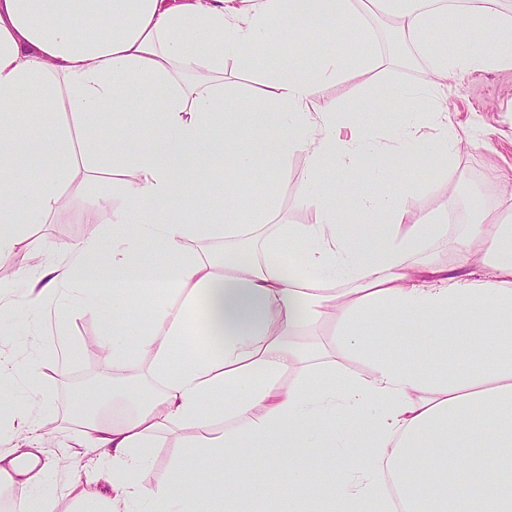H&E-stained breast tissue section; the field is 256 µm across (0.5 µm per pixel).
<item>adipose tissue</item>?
<instances>
[{"label": "adipose tissue", "mask_w": 512, "mask_h": 512, "mask_svg": "<svg viewBox=\"0 0 512 512\" xmlns=\"http://www.w3.org/2000/svg\"><path fill=\"white\" fill-rule=\"evenodd\" d=\"M498 0L470 9L469 34L448 25L447 0H372L388 18L399 46L425 60L428 77L403 89L430 117L434 133L403 122L392 135L399 156L429 151L438 177L457 132L448 123V83L466 70H512V17ZM328 33L359 27L353 0H0V260L27 242L24 229L44 223L60 205L79 165L118 173L112 191L94 198L111 212V249L92 235L72 245L65 267L22 271L28 303L51 311L58 286H78L85 301L108 295L112 321L99 342L111 352L114 386L124 387L129 412L92 413L66 444L61 467L85 463V478L68 495L76 512H196L208 485L190 466L204 461L224 472L225 496L257 493L249 460L268 448H307L298 475L275 488L283 512L297 496L323 491L326 448H355L338 464L332 512H512V226L476 211L457 240L452 266L414 257L442 237L455 217L410 213L401 195H374L366 180L386 157L362 107L320 102L330 82L381 65L370 49L316 52L299 26ZM288 32L285 65L258 51L271 28ZM260 73L257 97L231 93L226 63ZM149 107L142 137L105 132V116ZM71 113L82 135L73 140L58 113ZM251 120L249 147L238 116ZM304 155L308 181L298 192L313 205L312 224L282 225L258 252H234L216 262L189 245L204 237L237 239L269 223L264 207L225 188L221 210L176 219L211 167L224 157L234 172L259 160L286 168ZM38 162L37 187L28 168ZM342 168L361 185L357 195L318 192L313 175ZM364 216L347 223V208ZM302 240L300 268L288 267L287 245ZM492 250L490 274L470 267L477 247ZM138 307H130V293ZM335 317L330 348L306 349L296 339L307 326ZM406 316L422 324L395 355L372 343L379 326ZM466 346L473 364L450 367ZM359 359L366 371L348 368ZM146 363L155 390L140 399L128 388L132 361ZM299 370L291 384L283 377ZM19 384L23 405L11 412L0 439V485L25 500L26 512H51L33 495L45 479L40 453L50 439L38 413L41 389L0 359V379ZM225 394V429L214 440L205 411ZM187 431L177 464L155 486L139 482L157 438ZM429 453L414 477L412 463Z\"/></svg>", "instance_id": "adipose-tissue-1"}]
</instances>
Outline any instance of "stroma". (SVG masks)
I'll list each match as a JSON object with an SVG mask.
<instances>
[{
	"instance_id": "obj_1",
	"label": "stroma",
	"mask_w": 512,
	"mask_h": 512,
	"mask_svg": "<svg viewBox=\"0 0 512 512\" xmlns=\"http://www.w3.org/2000/svg\"><path fill=\"white\" fill-rule=\"evenodd\" d=\"M309 37L321 50H333L341 55L346 54L352 42L367 43L381 55L392 49L386 31L372 18L366 20L364 28L350 31L345 44L334 42L327 31L315 26L310 27ZM426 69L425 63L412 61L351 73L326 86L322 98L345 106L356 101L369 102L370 117L385 134L406 115L423 125L428 121L427 115L410 112L399 90L424 81ZM380 84L386 88L382 98L373 93L374 87ZM447 95L448 119L460 136L455 152L448 159L447 183L439 182L425 156L409 158L402 165L390 162L386 171L371 178L378 194H402L407 208L414 213L434 216L449 201H456V223L449 227L446 236L430 242L417 256L418 261L441 265L452 263L456 241L465 229L470 210L480 208L495 217L512 207V184L489 175L493 167L512 169V71H465L451 82ZM269 168V163L259 161L257 170L240 180V188L247 196L258 197L271 189L276 192L277 208L270 224L264 227V234L276 233L282 224L315 223L314 207L297 199V187L306 177L304 157H293L274 187L269 186L266 178ZM110 188L111 179L104 175L84 182L79 189L68 186L64 207L53 213L47 223L29 225L28 235L35 243L34 248L21 250L0 262V286L12 289L16 298L13 310L0 317V358L15 362L20 371L40 373L41 390L46 398L42 418L54 440L62 445L79 433L74 415L81 405V395L74 390V383L88 377L112 375V356L97 345L112 315V304L103 296L98 303L77 308L70 286H62L59 306L68 317L63 326H56L52 319L40 316L27 304L20 272L48 261L69 265L73 256L67 252V245L93 234L100 235L103 246H110L106 232L112 222L111 214H101L93 222L88 219L93 211L92 198ZM60 345L69 349V356L56 367L40 368V354ZM181 444V434L165 436L155 448L151 463L139 473L140 483L147 486L163 483Z\"/></svg>"
}]
</instances>
